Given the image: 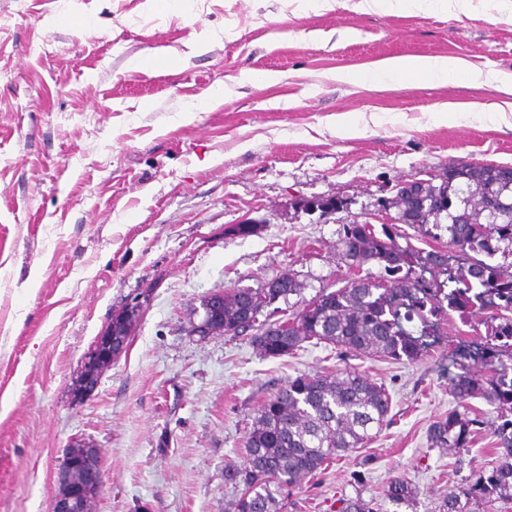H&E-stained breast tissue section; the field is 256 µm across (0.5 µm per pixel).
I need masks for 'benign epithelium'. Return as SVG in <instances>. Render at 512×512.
Masks as SVG:
<instances>
[{
    "label": "benign epithelium",
    "instance_id": "obj_1",
    "mask_svg": "<svg viewBox=\"0 0 512 512\" xmlns=\"http://www.w3.org/2000/svg\"><path fill=\"white\" fill-rule=\"evenodd\" d=\"M210 304L202 305L200 321L193 326L199 336H212L224 332L216 318L224 307L221 292L206 296ZM150 303V294L141 293L125 303L126 311L133 317H141ZM112 323L96 337L94 344L84 355L81 376L74 383V391L81 398L93 395L101 373L112 365V361L125 348L126 343L117 342L112 336ZM57 482L65 487L66 493L56 496L52 502V512H92V504L103 487L104 477L100 454L93 456H69L57 472Z\"/></svg>",
    "mask_w": 512,
    "mask_h": 512
}]
</instances>
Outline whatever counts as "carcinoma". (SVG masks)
<instances>
[{"label": "carcinoma", "instance_id": "1", "mask_svg": "<svg viewBox=\"0 0 512 512\" xmlns=\"http://www.w3.org/2000/svg\"><path fill=\"white\" fill-rule=\"evenodd\" d=\"M426 181L414 196L383 203L397 209L394 221L418 225L448 248L428 252L401 246L382 225H343V257L351 268L373 262L385 276L349 279L321 292L276 329L260 323L267 300L288 301L302 293L292 276L282 288H232L224 291V330L247 335L263 354L283 357L314 340L355 356L414 362L438 344L440 319L457 314L464 324L485 326V336L461 340L448 356V386L458 408L430 428L431 447L456 453L486 428L504 460L456 483L442 499L440 512H473V506L512 502V349L498 344L512 336V274L492 264L512 259V167L464 163L452 173ZM322 213L347 209L339 197L320 198ZM419 320L421 328L407 324ZM497 407L501 422L471 410L469 400ZM390 397L381 384L350 371L341 376L299 374L288 378L258 406L245 437L243 468H230L225 480L240 489L231 512H287L289 491L322 467L369 439L385 422ZM386 498L414 505L415 486L392 479Z\"/></svg>", "mask_w": 512, "mask_h": 512}]
</instances>
